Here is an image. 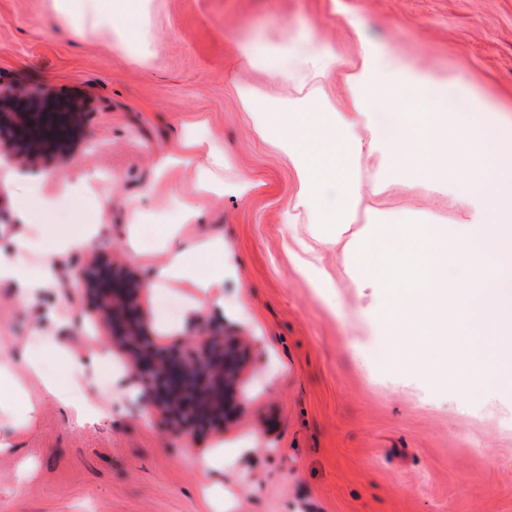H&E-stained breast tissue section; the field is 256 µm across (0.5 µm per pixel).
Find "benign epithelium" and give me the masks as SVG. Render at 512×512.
Listing matches in <instances>:
<instances>
[{"instance_id": "obj_1", "label": "benign epithelium", "mask_w": 512, "mask_h": 512, "mask_svg": "<svg viewBox=\"0 0 512 512\" xmlns=\"http://www.w3.org/2000/svg\"><path fill=\"white\" fill-rule=\"evenodd\" d=\"M41 116V112L0 113V128L37 126L36 141L24 143L19 149L29 167L37 166L42 156L38 146L55 136L54 124H38ZM79 284L89 306L110 325L114 339L132 355V373L142 397L167 424L185 431L197 420H224L240 377L232 337L224 335L222 329L202 325L188 352H182L176 344L167 352L155 353L145 346L141 330L143 285L139 277L104 263H92L82 268Z\"/></svg>"}]
</instances>
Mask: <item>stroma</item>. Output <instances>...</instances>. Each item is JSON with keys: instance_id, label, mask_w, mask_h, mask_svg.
<instances>
[{"instance_id": "obj_1", "label": "stroma", "mask_w": 512, "mask_h": 512, "mask_svg": "<svg viewBox=\"0 0 512 512\" xmlns=\"http://www.w3.org/2000/svg\"><path fill=\"white\" fill-rule=\"evenodd\" d=\"M130 32L117 41L87 0H0V91L47 90L77 102L80 145L64 167L46 156L44 175L110 176L107 203H64L46 217L57 228L103 222L108 235L62 259L56 287L19 302L0 283V354H18L49 335L81 356L105 348L129 373L132 359L106 323L83 311L72 285L99 260L145 283V329L157 344L192 335V323L224 329L246 355L240 408L224 426L179 433L130 390L121 412L94 425L75 422L39 380L20 379L40 405L20 427L0 410V512H512V375L460 398L419 375L372 358L381 345L379 299L362 285L356 257L374 214L411 223L466 224L470 208L424 184L376 197L358 211L339 245L298 203L287 154L242 111L234 88L253 86L273 102L288 83L267 63L242 68L234 47L260 44L285 54V38L311 40L342 63L360 41L396 50L409 67L448 79V107L480 124L476 100L512 119V0H133ZM73 15L79 31L59 26ZM195 139L224 153L217 190L198 192L194 164L156 179L158 157ZM250 180L249 197L235 185ZM151 196H143L147 183ZM199 217L184 236H220L226 264L224 308L170 315L159 296L189 300L184 286L153 287L161 260L157 227L179 205ZM315 258L319 280L301 270ZM223 447L224 462L203 456Z\"/></svg>"}]
</instances>
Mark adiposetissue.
<instances>
[{
    "label": "adipose tissue",
    "mask_w": 512,
    "mask_h": 512,
    "mask_svg": "<svg viewBox=\"0 0 512 512\" xmlns=\"http://www.w3.org/2000/svg\"><path fill=\"white\" fill-rule=\"evenodd\" d=\"M301 63L309 72L295 98L282 107L268 103L257 88L237 89L243 111L260 115L263 129L283 144L300 182V199L311 205L327 236L348 223L363 201L349 154L368 150L379 160L376 192H384L392 177L404 188L425 183L454 186L459 200L475 210L470 223L382 224L360 252L366 287L375 289L384 315L387 361L391 368L416 370L436 386L467 390L500 377L512 363V126L493 112L484 115L485 134L471 135L456 116L445 110V78L436 72L408 69L402 58L385 47L364 42L348 64L344 80L348 107L336 112L321 102L320 79L336 66L334 55L309 47ZM401 112L402 137L362 143L359 132L371 126L379 109ZM197 142H182L177 155L159 159L168 172L176 157L199 162L202 190L212 188L215 171L224 167L222 154L199 153ZM32 195H19L18 236L8 251H0V283L17 287L20 296H36L57 282L59 256L89 247L102 230L82 224L60 230L42 221V214L59 198L77 203L94 190L92 178L40 179ZM164 259L153 271L154 282L188 288L193 308L223 307L224 241L203 239L192 245L178 241L177 226L159 232ZM492 350V362L480 365L474 341ZM65 377L44 373L40 355L27 357L30 371L43 377L46 394L82 422L106 416L109 406L98 403L82 387L84 361L67 353Z\"/></svg>",
    "instance_id": "obj_1"
}]
</instances>
